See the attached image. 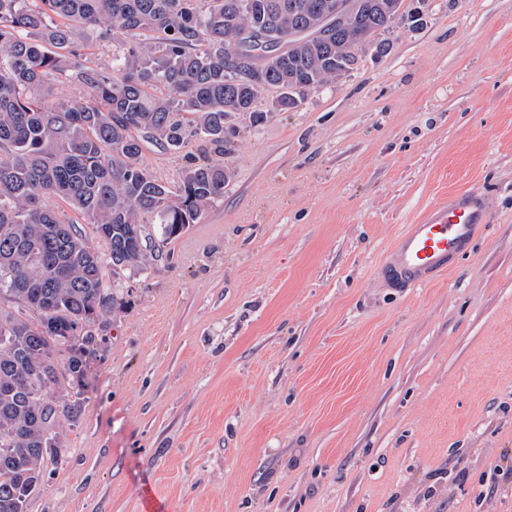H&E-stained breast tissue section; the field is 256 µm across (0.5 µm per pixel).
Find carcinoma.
Segmentation results:
<instances>
[{"label": "carcinoma", "instance_id": "obj_1", "mask_svg": "<svg viewBox=\"0 0 512 512\" xmlns=\"http://www.w3.org/2000/svg\"><path fill=\"white\" fill-rule=\"evenodd\" d=\"M355 24L323 28L336 0H0V512H28L44 462L65 452L64 422L90 365L79 338L125 300L111 278L151 267L200 223L235 172L192 158L177 182L144 164L153 144L224 154L242 124L297 108L358 63L405 0H343ZM97 45L110 65H90ZM80 93L48 100L50 84ZM274 99L259 107L264 96ZM64 200L84 221L48 205ZM52 443L50 457L41 448Z\"/></svg>", "mask_w": 512, "mask_h": 512}]
</instances>
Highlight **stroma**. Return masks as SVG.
I'll use <instances>...</instances> for the list:
<instances>
[{
  "mask_svg": "<svg viewBox=\"0 0 512 512\" xmlns=\"http://www.w3.org/2000/svg\"><path fill=\"white\" fill-rule=\"evenodd\" d=\"M347 76L241 127L235 179L127 270L30 512H512V0H405ZM484 192L459 266L376 277ZM488 222L485 197L479 191L458 193L448 205L431 208L390 246L377 269L389 290L404 293L436 280L471 251Z\"/></svg>",
  "mask_w": 512,
  "mask_h": 512,
  "instance_id": "1",
  "label": "stroma"
}]
</instances>
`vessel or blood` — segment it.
Segmentation results:
<instances>
[{
    "label": "vessel or blood",
    "instance_id": "b4317fda",
    "mask_svg": "<svg viewBox=\"0 0 512 512\" xmlns=\"http://www.w3.org/2000/svg\"><path fill=\"white\" fill-rule=\"evenodd\" d=\"M487 222L482 193L471 190L450 197L394 240L377 269L378 278L396 293L428 285L469 254Z\"/></svg>",
    "mask_w": 512,
    "mask_h": 512
}]
</instances>
